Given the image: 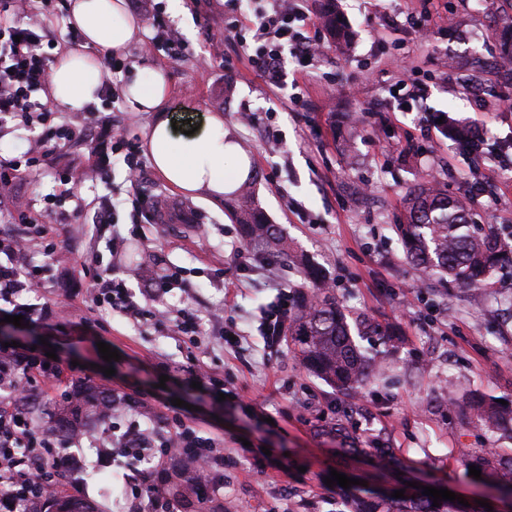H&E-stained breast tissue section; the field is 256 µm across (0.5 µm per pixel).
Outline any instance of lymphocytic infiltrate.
<instances>
[{
    "label": "lymphocytic infiltrate",
    "instance_id": "f902f5d3",
    "mask_svg": "<svg viewBox=\"0 0 512 512\" xmlns=\"http://www.w3.org/2000/svg\"><path fill=\"white\" fill-rule=\"evenodd\" d=\"M313 22L308 14L288 6L286 0H273L267 11H254L251 19L234 20L224 26V38L244 42L252 39L249 62L257 76L267 84L278 85L283 78L285 55H292L299 66H307L317 56L320 41L311 35ZM50 78L49 59L42 50V38L20 25L0 27V123L11 120L32 126L46 117L50 109L41 97ZM53 246L49 225H39L35 236L19 242L0 238V302L11 303L41 286L37 270L30 266L31 251ZM179 281L178 272L157 274L147 280L142 293L130 291L114 273H95L93 301L129 321L154 322L170 328L190 347L199 345V325L194 316L162 308V297ZM40 371L43 377L56 378L60 370L13 347L0 346V489L4 504L22 499L38 508L54 484L45 463L50 454L46 440L36 437L29 424L10 403L19 390L20 373ZM113 411L130 416L126 431L113 437L115 452L130 464L149 466L171 458L186 460L206 474H219L224 468V442L204 437L180 418H168L153 427H141V419L151 418L154 407L143 397L114 395Z\"/></svg>",
    "mask_w": 512,
    "mask_h": 512
}]
</instances>
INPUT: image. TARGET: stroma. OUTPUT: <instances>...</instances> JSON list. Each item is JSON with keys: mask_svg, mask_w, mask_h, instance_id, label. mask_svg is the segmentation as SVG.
<instances>
[{"mask_svg": "<svg viewBox=\"0 0 512 512\" xmlns=\"http://www.w3.org/2000/svg\"><path fill=\"white\" fill-rule=\"evenodd\" d=\"M149 1L128 0L142 33L111 86L112 100L81 112L55 108L27 132L1 124L0 155L24 153L65 122L77 135L118 125L143 142L149 115L135 110L122 88L159 69L174 116L223 112L225 129L251 161L258 202L291 250L270 264L254 257L241 263L236 250L245 241L228 200L191 199L150 166L132 184L123 152L97 157L93 176L83 173L82 143L46 155L0 200V235L28 232L22 211L55 233L53 251L30 257L45 286L20 296L31 310L11 338L41 359L55 348L61 376L36 377L28 398L53 410L74 388L69 368L76 361L86 384L101 394H142L159 415L223 439L234 462L224 469L223 496L201 503V512H343L346 489L324 483L333 471L376 490L414 482L497 506L493 485L470 476L469 467L479 449L511 447L512 429H481L468 405L474 397L512 405V268L493 272L479 297L437 276L415 287L394 226L407 192L433 178L449 194L466 195L478 223L512 238V163L461 152L436 128L447 114L488 131L491 145L512 144V111L497 106L512 96V75L495 65L493 35L512 15V0H338L355 33L349 53L325 45L302 73L286 61L279 90L252 71L239 44L225 42L226 0H184L183 17L172 15L168 0H153L158 8L149 11ZM409 12L431 19L429 42L406 24ZM68 16L61 9L44 23L50 60L83 43ZM160 25L176 29L184 45L179 59L147 48ZM403 82L428 92L406 100L398 93ZM355 113L363 123L348 154L343 133ZM68 163L74 178L63 194L57 174ZM154 193L165 194L172 209L192 211L193 223L157 224L140 215L137 196ZM106 204L110 220L97 223ZM307 264L334 282L345 309L395 329L392 341H366L375 377L358 391L336 390L305 368L290 339L271 346L259 329L262 311L284 298L296 303L305 291ZM168 266L181 268L184 286L167 294L166 307L198 315L195 354L216 379L231 380L242 405L166 373L165 363L186 360L181 339L92 301L94 271L113 269L136 292L144 271ZM228 331L241 336L238 348L225 347ZM102 342L120 354L111 376L100 370ZM259 460L267 475L255 473ZM93 468L111 474V496L83 475L63 478L62 490L94 501L100 512H122L146 485V475L122 457L102 456Z\"/></svg>", "mask_w": 512, "mask_h": 512, "instance_id": "35a3bbf8", "label": "stroma"}]
</instances>
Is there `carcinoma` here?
<instances>
[{
  "mask_svg": "<svg viewBox=\"0 0 512 512\" xmlns=\"http://www.w3.org/2000/svg\"><path fill=\"white\" fill-rule=\"evenodd\" d=\"M322 27L341 50H346L350 36L336 14V0H327L320 13ZM445 133L458 142L472 144L474 131L451 119ZM233 216L242 226L248 246L269 256L288 251V241L279 227L269 223L251 189L250 182L236 191ZM404 255L413 269L429 278L446 275L451 281L481 293L489 274L496 269L512 268V239L499 236L493 225L479 224L466 201L450 197L436 183L417 185L406 198L404 220L396 225ZM306 277L313 285L310 298L288 316V335L298 348L303 364L317 376L339 390H353L365 385L369 378L366 367L373 358L359 344L371 336H389V327L363 314L351 313L338 302L323 284V275L308 268ZM101 394L81 390L71 402L61 405L53 422L45 431L54 438H71L89 420L101 418ZM477 424L487 430H498L504 420L512 419V409L493 402L473 405ZM481 476L512 485V452L497 448L481 451ZM196 481L190 469L181 465L174 479L145 487L151 496L187 501ZM39 512H98L94 504L75 496L49 495ZM348 512H460L450 501L433 506V500L412 494L402 498L355 488L348 501Z\"/></svg>",
  "mask_w": 512,
  "mask_h": 512,
  "instance_id": "obj_1",
  "label": "carcinoma"
}]
</instances>
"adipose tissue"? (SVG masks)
<instances>
[{"label":"adipose tissue","instance_id":"1","mask_svg":"<svg viewBox=\"0 0 512 512\" xmlns=\"http://www.w3.org/2000/svg\"><path fill=\"white\" fill-rule=\"evenodd\" d=\"M70 23L85 43L84 49L65 51L52 69L50 94L54 102L80 112L97 102L100 89L99 52L122 55L138 40L141 23L125 0H70ZM130 101L153 121L145 137L146 154L163 178L190 195L220 199L231 193L249 172L248 162L224 128V115L207 113L192 135L172 128L166 112L167 86L162 75L150 84L134 82Z\"/></svg>","mask_w":512,"mask_h":512}]
</instances>
